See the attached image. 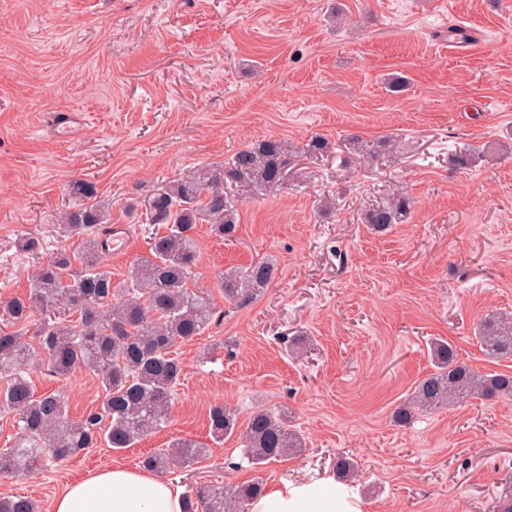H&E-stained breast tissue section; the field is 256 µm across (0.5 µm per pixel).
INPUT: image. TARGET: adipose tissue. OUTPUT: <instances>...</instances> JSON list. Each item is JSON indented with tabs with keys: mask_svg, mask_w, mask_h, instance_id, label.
I'll return each instance as SVG.
<instances>
[{
	"mask_svg": "<svg viewBox=\"0 0 512 512\" xmlns=\"http://www.w3.org/2000/svg\"><path fill=\"white\" fill-rule=\"evenodd\" d=\"M182 490L147 471L120 466L100 468L67 485L50 512H183ZM250 512H359L332 484L288 481L266 488Z\"/></svg>",
	"mask_w": 512,
	"mask_h": 512,
	"instance_id": "adipose-tissue-1",
	"label": "adipose tissue"
}]
</instances>
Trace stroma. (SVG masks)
Returning <instances> with one entry per match:
<instances>
[{
  "label": "stroma",
  "mask_w": 512,
  "mask_h": 512,
  "mask_svg": "<svg viewBox=\"0 0 512 512\" xmlns=\"http://www.w3.org/2000/svg\"><path fill=\"white\" fill-rule=\"evenodd\" d=\"M456 26L473 34L462 53L448 47ZM393 74L406 90H389ZM314 135L328 156L304 155ZM269 137L291 154L287 183L229 187L233 238L196 229L194 285L215 315L178 349L169 425L0 478V497L47 512L69 483L139 468L177 438L208 447L165 473L186 490L341 481L361 512H489L512 496V399L391 421L435 340L480 371H512L476 339L485 317L512 313V0H0V299L28 295L53 250L81 247L57 222L70 182H93L129 230L127 250L106 256L119 282L150 251V197ZM352 137L363 157L343 153ZM461 152L469 167L453 166ZM395 187L413 202L408 222L372 232L366 210ZM326 196L337 206L323 215ZM26 237L41 250H23ZM266 258L279 273L258 300L238 308L216 292L224 270ZM31 376L37 393L66 394L73 419L97 405L90 371ZM216 402L240 430L256 408L287 413L305 452L254 469L240 431L212 443ZM341 456L354 476L337 474Z\"/></svg>",
  "instance_id": "stroma-1"
}]
</instances>
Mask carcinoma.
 Returning <instances> with one entry per match:
<instances>
[{
	"mask_svg": "<svg viewBox=\"0 0 512 512\" xmlns=\"http://www.w3.org/2000/svg\"><path fill=\"white\" fill-rule=\"evenodd\" d=\"M289 164L288 150L277 139H262L237 151L224 171L206 170L171 183L149 202L150 223L166 225L151 238L150 255L138 260L127 279L112 282L104 263L108 247L109 210L98 202L95 185L71 183V196L80 199L61 213L67 231L82 234L103 229L99 238L85 240L80 251L61 249L40 268L29 295L0 303V372L7 384L0 389V413L13 414L22 438L0 450V477L31 474L49 461L62 460L103 442L115 452L135 445L146 434L169 422L173 393L183 367L179 345L202 335L213 317L206 291L190 281L197 261L194 237L198 220L214 218L211 232L220 239L234 237L237 208L224 184L268 191L281 187ZM410 201L400 192L389 202L366 211L364 221L375 229L403 223ZM278 272L272 261H259L243 271L218 279L224 299L238 307L251 304ZM41 316L40 326L26 339L14 326ZM483 351L494 358L512 357V317L495 314L479 328ZM48 370L66 377L77 369L93 372L102 399L80 420L68 415L62 393H35L27 377L38 354ZM434 370L418 381L412 394L393 411L398 425L415 413L434 411L472 399L493 401L512 397V372L484 373L459 360L444 341L432 346ZM210 436L223 442L237 426L234 411L222 404L209 410ZM208 445L181 439L143 458L141 466L155 473L188 468L207 456ZM246 453L252 464L266 465L301 452L304 441L288 428V415L258 408L248 418ZM263 480L228 488L200 485L186 496V512H226L245 506L261 495ZM0 512H37L27 496L0 497Z\"/></svg>",
	"mask_w": 512,
	"mask_h": 512,
	"instance_id": "cac0c4a2",
	"label": "carcinoma"
}]
</instances>
